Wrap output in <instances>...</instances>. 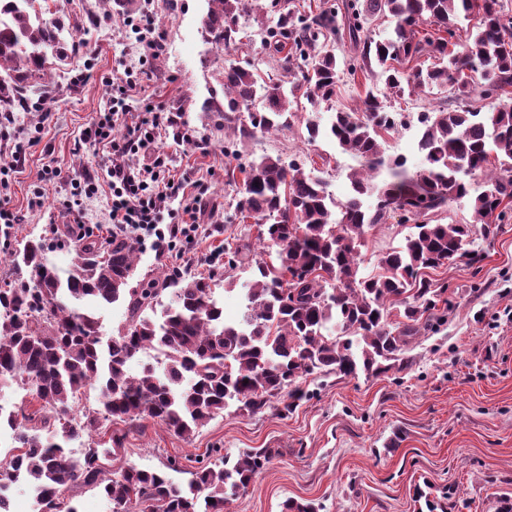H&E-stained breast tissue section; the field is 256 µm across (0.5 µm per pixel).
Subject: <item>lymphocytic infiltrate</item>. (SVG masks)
<instances>
[{
  "label": "lymphocytic infiltrate",
  "mask_w": 512,
  "mask_h": 512,
  "mask_svg": "<svg viewBox=\"0 0 512 512\" xmlns=\"http://www.w3.org/2000/svg\"><path fill=\"white\" fill-rule=\"evenodd\" d=\"M143 75V70L125 69L108 107L98 113L83 135L84 140L106 150V175H99L94 166L74 173L58 165L47 166L45 174L48 180L69 185L70 195L63 200L62 211L79 225L80 237L94 233L93 226L84 222L85 203L103 195L109 200L107 231L111 239L136 247L151 246L162 257L172 252L177 243L195 241L202 206L199 198H191L183 209L185 217L181 222L165 220L167 201L183 194L184 186L170 176L169 157L158 150L156 141L160 132L168 128L173 129L177 144H187L190 138L177 131V119L172 113L149 107L143 113L131 114L130 93L141 84ZM119 125L124 126L125 133L118 138L114 130Z\"/></svg>",
  "instance_id": "f902f5d3"
}]
</instances>
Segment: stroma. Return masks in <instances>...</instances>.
I'll return each mask as SVG.
<instances>
[{
	"label": "stroma",
	"mask_w": 512,
	"mask_h": 512,
	"mask_svg": "<svg viewBox=\"0 0 512 512\" xmlns=\"http://www.w3.org/2000/svg\"><path fill=\"white\" fill-rule=\"evenodd\" d=\"M272 2L261 0L240 43L225 52L206 50L203 43L200 21L207 0H144L143 9L152 12L164 35L161 55L144 65L142 48L113 0H59L77 29V49L65 62L48 65L55 88L54 120L28 148L24 167L0 190L11 208L26 215L15 225L13 238H44L49 257L68 266L75 240L60 229L68 188L48 181L44 170L55 161L73 172L106 163L105 151L78 139L107 107L110 79L127 67H143L151 75L130 101L133 112L149 104L178 112L181 130L203 144L194 150L176 145L171 135L158 138L172 175L184 180L187 194L202 198L201 227L184 254L159 259L151 248H140L136 276L161 267L182 274L221 273L237 286L248 281V268L228 272L220 259L207 261L223 253L226 244L255 239L258 232L253 219L233 214L238 196L229 172L239 161L278 154L304 169L323 171L329 191L345 198L356 161L333 140L309 141L306 126L311 120L327 125L336 111L359 107L367 91H374L398 122L385 137L387 155L407 157L409 168H416L418 119L446 106L447 93L399 97L376 76L350 77L346 68L357 48L345 32L333 42L342 74L332 99L317 105L297 93L290 128L242 141L239 159L225 157L224 135L214 129L201 104L209 88L217 86L225 61L254 63L263 78L277 75V65L262 45ZM87 62L93 79L72 86V75ZM37 191L43 206L28 212ZM408 232L407 225L393 219L372 230L361 249L362 273H373L378 254L399 246ZM468 249V256L430 271V278L445 286L447 303L438 310L439 320L408 346L404 369L377 378L311 375L299 382L306 396L294 410L275 406L242 415L229 408L188 440L160 423L143 421L119 461L107 462V470H117L122 462L160 469L176 458L182 468L172 477L184 484L190 470L213 450L233 456L249 448H272L276 457L247 492L234 498L233 512H282L288 499L316 500L323 512H427L429 499L446 512H497L500 499L512 498V215L493 240L474 237ZM473 252L478 260H470Z\"/></svg>",
	"instance_id": "obj_1"
}]
</instances>
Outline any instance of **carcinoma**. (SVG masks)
Returning <instances> with one entry per match:
<instances>
[{
    "label": "carcinoma",
    "mask_w": 512,
    "mask_h": 512,
    "mask_svg": "<svg viewBox=\"0 0 512 512\" xmlns=\"http://www.w3.org/2000/svg\"><path fill=\"white\" fill-rule=\"evenodd\" d=\"M202 19L208 43L230 49L256 0H208ZM348 31L356 37L369 17L390 14L393 30L382 39L368 36L351 76L380 67L385 86L448 92V107L421 117L415 170L407 159L385 154L382 134L395 120L369 92L359 108L337 111L327 130L360 166L350 176L351 191L337 200L321 175L281 156L263 155L239 167L244 174L236 212L266 219L257 240L277 247L279 264L253 257L250 244L227 248L228 267L252 273L239 318L225 315L214 296V279L160 274L129 287L136 251L117 239L100 247L97 239L73 247L65 274L46 255L43 240L28 238L10 252L13 280L0 286V382H16L39 404L13 419L16 446L0 465L2 494L18 474L37 487L41 512H77L75 485L96 488L111 512H132V496L151 502V512H229L226 490L246 491L275 457L254 448L201 466L187 484L162 470L126 464L107 475L102 460L118 457L142 421L161 423L190 437L196 428L236 405L254 415L284 403L292 410L303 399L299 378L313 373L378 377L400 361L426 325V315L444 301L446 289L427 277L430 270L465 254L464 242L479 234L496 236L512 210V104L502 100L512 86V11L502 0H364L351 6ZM477 16L468 38L453 49L439 36L420 34L428 21L453 33L459 21ZM60 9L43 10L39 0H0V107L30 89L52 88L37 81L49 59L67 57ZM336 33L334 5L301 17L278 11L265 44L279 54L285 79L266 82L251 65L224 66V102L210 96L201 109L217 130L251 139L290 128V97L304 88L315 102L334 95L340 71L328 36ZM291 51H286V48ZM423 55L433 67L406 68ZM478 94L485 105H473ZM262 97L264 111L241 114ZM473 224H435L448 203L470 195ZM395 216L412 223L404 242L377 258L379 272L361 276L360 248L368 233ZM172 300L161 297L169 286ZM88 302L125 304V322L116 338L102 339L99 319ZM398 319H392V309ZM150 348L164 352L162 372L148 363L131 376L128 364ZM98 385V407L72 414L80 395ZM46 432L41 436L31 427ZM103 431L82 455L69 460V443ZM313 500H289L283 512H320Z\"/></svg>",
    "instance_id": "1"
}]
</instances>
